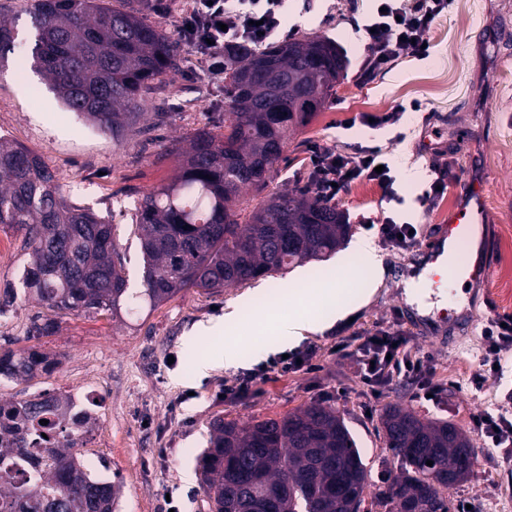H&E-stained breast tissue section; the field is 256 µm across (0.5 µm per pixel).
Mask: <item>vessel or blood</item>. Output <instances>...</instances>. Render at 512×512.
I'll list each match as a JSON object with an SVG mask.
<instances>
[{
	"label": "vessel or blood",
	"mask_w": 512,
	"mask_h": 512,
	"mask_svg": "<svg viewBox=\"0 0 512 512\" xmlns=\"http://www.w3.org/2000/svg\"><path fill=\"white\" fill-rule=\"evenodd\" d=\"M458 193L461 202L449 215L447 224L441 225L439 233L427 239L418 252L430 277L445 271L453 279L475 286L486 283L491 273L483 222L485 194L468 182L459 185ZM462 251L467 254L463 261L458 258ZM400 313L414 329L431 335H442L447 329L464 325L471 316L470 310L452 305L428 315L407 306Z\"/></svg>",
	"instance_id": "obj_1"
}]
</instances>
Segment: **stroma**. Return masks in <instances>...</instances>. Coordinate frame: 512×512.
<instances>
[{
  "instance_id": "stroma-1",
  "label": "stroma",
  "mask_w": 512,
  "mask_h": 512,
  "mask_svg": "<svg viewBox=\"0 0 512 512\" xmlns=\"http://www.w3.org/2000/svg\"><path fill=\"white\" fill-rule=\"evenodd\" d=\"M27 3L0 0V11L14 17L18 31L14 53L0 64V134L41 156L72 202L115 224L128 285L141 288L136 209L145 193L179 175L181 152L195 129L223 132L224 87L194 77L190 61H183L151 95L136 128L115 143L77 113L65 111L41 77L31 72ZM486 3L484 22L467 28L463 2L455 0L451 12L427 35V59L406 58L361 84L355 74L364 54L369 0H294L292 22L298 33L335 40L347 57V69L326 109L285 147L265 192H245L254 205L264 193L304 185L307 147L312 143L377 145L390 159L401 199L381 200L370 184L351 186L338 202L353 226L351 236L362 237L364 224L391 216L418 225L424 241L458 206V181L483 185L491 275L479 292L473 321L457 331L454 340L424 337L397 317L406 300L404 282L417 275L419 260L414 251L382 246L378 252L383 274L369 300L342 319L335 309H325L324 330L305 334L298 342V349H315V369L270 375L248 397L227 401L222 397L226 383L285 352L273 327L256 332L251 298L282 305L300 282L335 272L346 273L345 289L358 292L372 272L352 247L237 288L214 293L192 288L154 308L60 316L47 334L31 338L27 332L42 309L20 297L23 234L0 224V247L7 252L0 259V293L10 288L18 295L14 303L0 308V351L32 348L56 365L54 371L27 382L1 380L0 398L22 399L41 392L70 395L92 383L102 414L82 452L95 473L119 481L118 512H211L201 466L210 445V424L217 418L241 424L278 418L313 401L335 408L368 470L363 512H386L381 494L400 472L381 429L387 406L399 404L424 417L450 420L466 432L471 415L512 412V402L505 399L512 391V372L488 378L479 390L470 384L479 368L485 327L495 314L512 313V288L504 285L512 279V86H502L506 80L512 83V32L500 30L503 20L512 19V0ZM415 101L420 110L412 109ZM399 105L404 112L395 125H345L354 115L381 114ZM157 112L169 115L159 126L153 119ZM446 166L454 178L443 196L444 206L420 203L427 182ZM410 167L425 171V181H407L404 171ZM236 306L244 314L235 329L239 362L228 369L223 337L202 334L201 329ZM378 324L405 332L410 347L429 357L435 379L445 386L438 402L420 400L417 382L408 378L394 381L379 397L366 395L353 361L333 353L340 337ZM473 444L472 471L448 496L457 507L470 503L474 512H503L505 504H512V461L493 454L481 439Z\"/></svg>"
}]
</instances>
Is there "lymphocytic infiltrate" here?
<instances>
[{"label":"lymphocytic infiltrate","mask_w":512,"mask_h":512,"mask_svg":"<svg viewBox=\"0 0 512 512\" xmlns=\"http://www.w3.org/2000/svg\"><path fill=\"white\" fill-rule=\"evenodd\" d=\"M376 9L368 22L366 55L356 74L365 83L392 69L406 57L427 58V34L436 19L446 16L454 0H374ZM163 15L174 18L180 42L192 53L196 72L213 83L224 80V48L228 45L259 47L282 30L288 13V0H188L176 9L163 5ZM309 181L317 196L336 202L352 184L372 183L381 198L396 195L395 178L387 170V157L377 147H345L315 143L309 145ZM337 354L352 357L360 381L372 396L400 377L421 379L423 394L439 396V384L426 380L427 362L413 351L406 336L384 328L343 337L336 344ZM512 355V314H496L484 330V352L479 369L471 377L474 387H482L495 368ZM313 367L310 352H296L288 358H274L260 372H250L225 385L224 396L236 399L248 394L260 376L285 374ZM471 426L485 447L512 454V416L474 414Z\"/></svg>","instance_id":"f902f5d3"}]
</instances>
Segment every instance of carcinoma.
I'll return each instance as SVG.
<instances>
[{"mask_svg":"<svg viewBox=\"0 0 512 512\" xmlns=\"http://www.w3.org/2000/svg\"><path fill=\"white\" fill-rule=\"evenodd\" d=\"M31 67L66 109L120 143L148 96L181 64L180 46L135 10L104 0H29ZM15 21L0 16V62ZM347 60L333 40L302 35L260 50L224 51V133L201 128L177 178L143 196L135 233L143 288L127 294L114 225L68 200L41 157L0 137V224L25 231L22 288L55 314L152 307L188 288L219 291L324 258L352 233L346 214L308 186L254 207L288 140L323 111ZM53 370L33 349L0 354V377ZM71 397L0 401V512H116L120 485L93 473L72 433L97 426ZM47 424H42V421ZM404 473L383 493L388 512H450L448 490L473 466V443L454 423L400 406L382 417ZM203 457L213 512H358L368 473L344 419L319 402L274 419L213 426ZM432 465H427V461Z\"/></svg>","mask_w":512,"mask_h":512,"instance_id":"carcinoma-1","label":"carcinoma"}]
</instances>
